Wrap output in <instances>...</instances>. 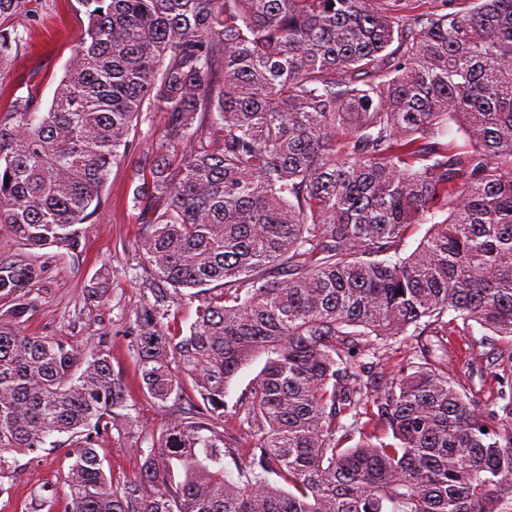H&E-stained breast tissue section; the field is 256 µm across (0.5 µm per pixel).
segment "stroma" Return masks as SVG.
I'll return each instance as SVG.
<instances>
[{"label":"stroma","instance_id":"stroma-1","mask_svg":"<svg viewBox=\"0 0 512 512\" xmlns=\"http://www.w3.org/2000/svg\"><path fill=\"white\" fill-rule=\"evenodd\" d=\"M39 2L35 22L23 31L27 44L14 72L0 79L2 99L20 94L18 76L32 72L36 75L42 103L50 104L71 57L79 33L76 0ZM132 135L136 148L124 163L113 168L105 188V204L97 219L85 225L79 254L53 247L39 250L38 262L44 271L28 288L36 310L20 325L23 333L56 336L87 349L96 345L99 338L107 339L112 366L124 379L137 425L135 437L115 434L105 437L99 443L98 452L112 473L125 477L134 476L140 467L137 438L160 434L180 414L179 406L161 409L143 395L129 340L120 334L121 327L148 295L142 281L135 277L137 243L142 229L132 198L137 186L136 169L146 157L161 150V116L155 112L143 113ZM103 269L109 272V292L103 301L94 302L89 298V291ZM445 342L449 376L477 398H484L482 380L472 373L468 361L496 353V346L485 340L478 329L450 333ZM71 463L70 450L66 447L15 455L12 468L0 475V512H32V500L42 495L47 485L55 493L50 512H64Z\"/></svg>","mask_w":512,"mask_h":512}]
</instances>
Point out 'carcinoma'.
Returning <instances> with one entry per match:
<instances>
[{
  "label": "carcinoma",
  "instance_id": "obj_1",
  "mask_svg": "<svg viewBox=\"0 0 512 512\" xmlns=\"http://www.w3.org/2000/svg\"><path fill=\"white\" fill-rule=\"evenodd\" d=\"M0 0V78L24 46ZM51 104L0 105V231L76 254L134 121L165 149L133 203L153 300L125 332L143 394L190 408L134 478L97 442L131 433L125 384L89 350L14 329L34 255L0 254V475L11 455L74 457L66 512H501L512 500V0H77ZM464 145L445 141L449 125ZM429 233L402 255L407 229ZM197 300L170 329L173 296ZM505 345L480 403L430 337ZM420 340L383 387L381 346ZM255 441L230 469L225 397ZM373 357L369 362L356 359ZM265 362V357L261 356L252 361L250 364L242 367L229 384L228 396L225 400L228 402L229 410L226 413L227 424L229 427L234 425L231 411L232 405L236 402L242 392L250 387L253 379L258 375Z\"/></svg>",
  "mask_w": 512,
  "mask_h": 512
}]
</instances>
